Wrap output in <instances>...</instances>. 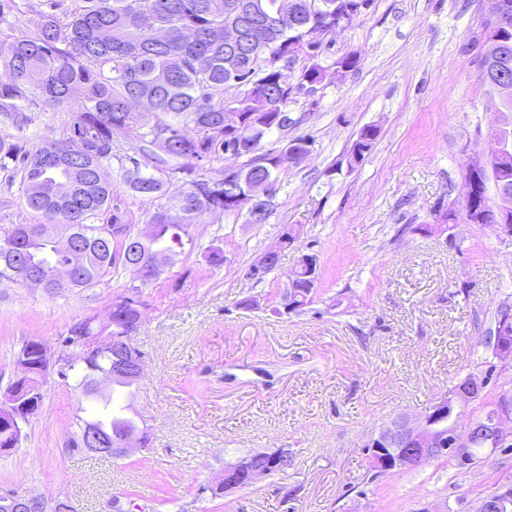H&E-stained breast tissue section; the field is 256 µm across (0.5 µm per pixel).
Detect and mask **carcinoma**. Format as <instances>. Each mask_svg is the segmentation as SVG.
Here are the masks:
<instances>
[{
  "instance_id": "1",
  "label": "carcinoma",
  "mask_w": 512,
  "mask_h": 512,
  "mask_svg": "<svg viewBox=\"0 0 512 512\" xmlns=\"http://www.w3.org/2000/svg\"><path fill=\"white\" fill-rule=\"evenodd\" d=\"M366 0H322L309 7V0H77L70 13L42 15L31 29H0V67L9 82H0V114L19 131L32 122L29 112L51 108L71 113L64 139L28 148L24 137L0 138V169L20 175L24 204L35 218V226L50 229L37 238H25L7 230L0 235V280L16 281L15 252L34 268L47 270L70 262L58 239L75 237L82 245V260L75 271L77 288H93L125 266V254L133 249L138 257L162 255L174 259L185 246L193 245L189 228L207 213H235L230 196L245 187L228 191L224 178L191 179L168 207L153 212L147 225L151 237L137 241L133 225L112 212V161H117L133 194L148 200L169 194L166 171L182 159H224V115L241 118V134L264 143L266 129L278 113L288 109L291 91L285 90L274 73H258L257 86L249 95L226 84L227 66L250 73L258 58L276 44L306 43L326 18L345 17L354 22L363 13ZM232 22L245 32L243 43L224 46V23ZM155 115L148 130L137 135L140 145L118 150L113 131L142 127L141 117ZM193 127L194 135L186 128ZM378 130L364 127L353 144V161L358 162L376 140ZM160 148L164 156L155 165L142 162L149 148ZM490 171L476 173L478 190L457 211L448 209L443 220L453 224L457 217L473 224L493 222L486 183L512 189V151L494 155ZM278 170L258 167L251 181L267 185L275 194ZM307 269L295 266L288 274V301L302 311L313 301L314 288ZM139 312L118 298L112 303V321L94 324L88 319L70 329L72 336H119L136 333ZM486 331L483 345L495 344L512 354V331ZM112 371V350L96 349L66 360L60 374L75 378L83 396L92 392L96 379ZM112 391L101 394L111 406L121 393L132 400L141 381L111 379ZM131 406L92 415L101 432L119 441L141 433L142 447L150 434L139 425ZM501 398L484 402L477 421L494 422ZM90 418V419H92ZM90 419L76 418L67 441L74 450L84 448L85 428ZM281 465L272 454H252L254 468L270 473L283 471L290 452L278 449Z\"/></svg>"
}]
</instances>
